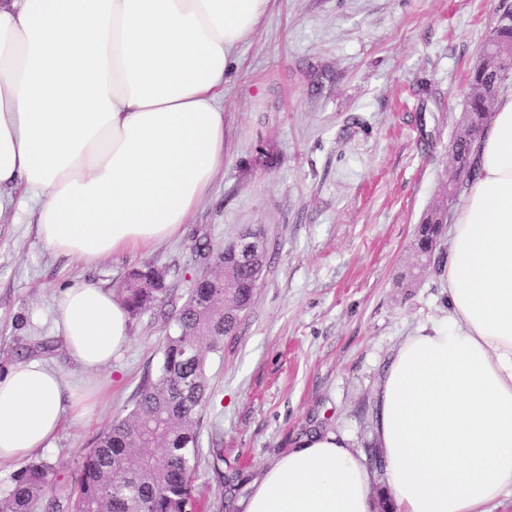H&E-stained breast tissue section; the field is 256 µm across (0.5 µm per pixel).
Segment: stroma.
<instances>
[{
  "label": "stroma",
  "mask_w": 512,
  "mask_h": 512,
  "mask_svg": "<svg viewBox=\"0 0 512 512\" xmlns=\"http://www.w3.org/2000/svg\"><path fill=\"white\" fill-rule=\"evenodd\" d=\"M512 0H271L224 81V163L182 234L86 264L36 236L18 189L0 196V369L40 359L98 388L30 461L50 467L44 502L72 512L84 456L155 376L162 340L200 271L195 240L224 248L260 225L270 261L253 304L209 355L194 475L205 512H224V477L242 501L295 437L342 433L375 446L371 408L403 336L440 314L439 272L401 285L415 227L451 172L448 145L467 79ZM165 273L167 295L131 315L111 367L85 372L52 322L76 284L118 290L129 272Z\"/></svg>",
  "instance_id": "obj_1"
}]
</instances>
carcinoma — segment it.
<instances>
[{
    "mask_svg": "<svg viewBox=\"0 0 512 512\" xmlns=\"http://www.w3.org/2000/svg\"><path fill=\"white\" fill-rule=\"evenodd\" d=\"M494 29L501 47L512 46V13ZM512 73V57L503 55L478 66L469 79L466 120L482 132L487 113ZM477 138L456 136L451 158L468 173L456 186L455 196L477 174L473 146ZM451 210L432 202L417 225L411 244L414 263L404 276L405 287H415L423 273L437 268L436 250L447 228ZM267 251L246 256L224 247V301L201 284L191 289L172 332L161 347L158 374L140 386L129 415L116 419L97 439L83 459L73 489L74 507L84 512H200L192 474L199 457L197 413L209 401L206 363L221 350L224 337L238 327L237 314L246 311L257 289L256 274L267 268ZM153 270H134L121 288V297L132 312L146 309L166 294L164 285L139 288ZM48 465L23 467L11 490L0 496V512H36L47 485Z\"/></svg>",
    "mask_w": 512,
    "mask_h": 512,
    "instance_id": "obj_1",
    "label": "carcinoma"
}]
</instances>
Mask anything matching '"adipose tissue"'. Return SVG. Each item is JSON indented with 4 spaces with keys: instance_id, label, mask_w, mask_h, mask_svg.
Listing matches in <instances>:
<instances>
[{
    "instance_id": "ef3b65f1",
    "label": "adipose tissue",
    "mask_w": 512,
    "mask_h": 512,
    "mask_svg": "<svg viewBox=\"0 0 512 512\" xmlns=\"http://www.w3.org/2000/svg\"><path fill=\"white\" fill-rule=\"evenodd\" d=\"M270 0H0V185L23 189L38 239L87 264L181 233L224 161V74ZM448 234V309L404 336L375 395L376 473L314 430L268 465L243 512H488L512 493V90L475 147ZM72 360L129 340L114 292L62 291ZM92 390L41 360L0 371V462L84 419Z\"/></svg>"
}]
</instances>
